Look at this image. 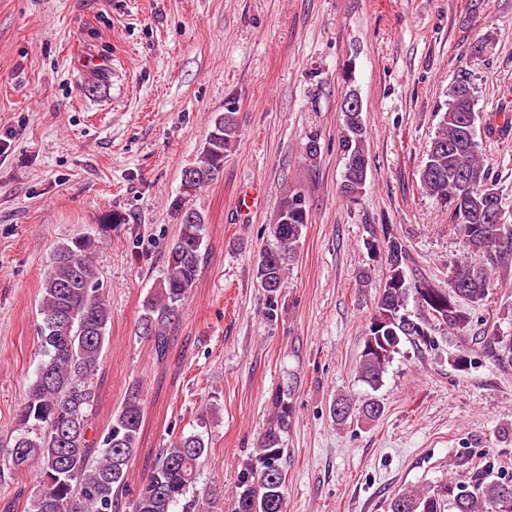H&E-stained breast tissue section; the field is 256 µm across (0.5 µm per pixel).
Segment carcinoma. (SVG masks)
I'll use <instances>...</instances> for the list:
<instances>
[{"label": "carcinoma", "instance_id": "carcinoma-1", "mask_svg": "<svg viewBox=\"0 0 512 512\" xmlns=\"http://www.w3.org/2000/svg\"><path fill=\"white\" fill-rule=\"evenodd\" d=\"M465 75L447 91L445 110L431 138L419 182L422 193L447 207L449 222L458 230L468 256L451 263L455 277L440 286L426 279L410 282V256L391 230L379 239L386 277L374 299L363 349L356 366L360 382L372 391L384 383L400 345L408 342L435 346V333L462 332L471 325L473 310L487 297L494 273L508 268L512 258V224L485 219L488 206L503 210L502 199L477 139L476 98ZM502 123L485 125L487 138L512 130V114L501 113ZM239 138L236 113L221 112L210 120L203 146L188 166L199 179L181 182L175 205L188 209L194 224H182L165 246L164 264L155 285L143 298L135 335L148 341L157 360L170 350V335L191 295L207 250L205 217L186 201L224 172V157ZM339 149L344 166L339 184L342 197L355 202L367 188L369 156L366 128L360 112L343 113ZM289 192L265 228L270 243L261 249L255 277L267 297L278 295L296 261L309 223V206ZM92 240L73 236L52 252L41 283L38 328L42 358L26 399L17 409L10 446L0 448V459L16 473L37 465L39 485L23 512H201L196 488L208 457L205 433L214 409L201 411L192 430L180 433L156 450L152 466L131 489L129 462L139 448L144 417L142 388L134 384L112 417L105 435L89 436L97 396L96 373L108 342L112 311L105 303L92 260ZM414 299L420 313L408 310ZM297 374L271 391L273 417L260 434L255 455L243 466L235 512H284L288 432L295 408ZM383 403L371 396L355 408L338 397L330 405L333 421L342 425L353 415L379 418ZM452 498L455 512H512V479L477 470L468 485L439 490H403L389 503V512H442L443 497Z\"/></svg>", "mask_w": 512, "mask_h": 512}]
</instances>
